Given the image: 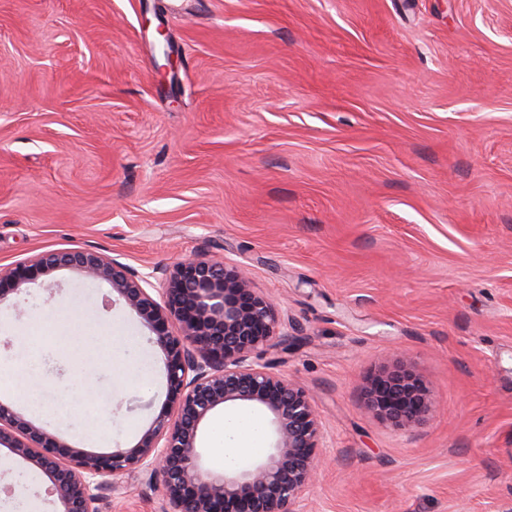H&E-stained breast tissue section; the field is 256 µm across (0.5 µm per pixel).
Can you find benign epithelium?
Returning <instances> with one entry per match:
<instances>
[{
	"label": "benign epithelium",
	"mask_w": 512,
	"mask_h": 512,
	"mask_svg": "<svg viewBox=\"0 0 512 512\" xmlns=\"http://www.w3.org/2000/svg\"><path fill=\"white\" fill-rule=\"evenodd\" d=\"M68 268L108 283L136 313L165 358L163 409L129 448L98 453L70 444L0 402V446L46 476L56 512H104L102 491L121 494L125 475L145 471L161 489L157 512H300L314 481L321 421L306 389L263 358L289 339L273 303L251 286L245 268L195 255L148 273L89 250L48 252L0 271L4 284ZM432 402L404 362L374 374L366 408L399 428L419 423ZM261 412L269 446L235 470L218 472L200 446L217 410Z\"/></svg>",
	"instance_id": "benign-epithelium-1"
}]
</instances>
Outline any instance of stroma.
<instances>
[{
    "label": "stroma",
    "mask_w": 512,
    "mask_h": 512,
    "mask_svg": "<svg viewBox=\"0 0 512 512\" xmlns=\"http://www.w3.org/2000/svg\"><path fill=\"white\" fill-rule=\"evenodd\" d=\"M61 249L247 267L322 422L303 512L512 501V0H0V268ZM27 357L33 403H0L96 452L165 402L149 331L69 269L0 302V363ZM401 360L433 399L406 429L364 404ZM47 485L0 451V512H54ZM125 485L107 512H156Z\"/></svg>",
    "instance_id": "1"
}]
</instances>
